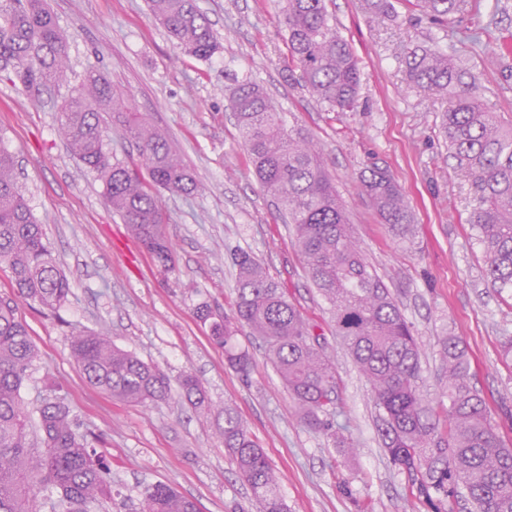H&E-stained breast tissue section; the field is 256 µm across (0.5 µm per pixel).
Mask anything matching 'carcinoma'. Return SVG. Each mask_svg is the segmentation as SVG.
Masks as SVG:
<instances>
[{
	"mask_svg": "<svg viewBox=\"0 0 512 512\" xmlns=\"http://www.w3.org/2000/svg\"><path fill=\"white\" fill-rule=\"evenodd\" d=\"M277 2L288 28V71H300L303 87L328 111H357L359 60L336 31L326 0ZM147 3L155 22L186 53L207 60L216 52L217 33L196 0ZM413 6L434 22L446 23L465 11L480 23L473 0H414ZM67 51L48 0H0L1 80L27 92L65 83ZM406 80L409 88L448 103L438 128L455 169L468 181L469 224L477 231L492 284L512 288V116L483 100L478 77L444 51L409 52ZM230 106L261 187L281 205L284 222L294 225L295 244L310 281L330 305L336 337L372 388L391 462L435 512H448V498L460 484L472 512H512V448L501 442L471 382L461 340L446 336L441 343L448 397L442 431L419 390L421 353L412 327L359 247L322 154L253 80L234 83ZM108 118L135 144L136 162L116 160L106 150ZM57 123L68 151L101 180L112 212L161 267L173 268L160 194L188 195L197 183L166 134L134 111L92 65L57 106ZM362 182L381 223L397 240L411 242L413 216L391 175L373 168ZM0 262L9 265L14 282V296L0 297V512H36L41 506L49 512H93L112 498V476L82 423L60 401L44 400L31 411L21 401L37 351L18 301L55 311L71 288L19 186L15 157L1 143ZM232 263V315L215 320L202 303L196 317L210 324L229 366L244 376L252 357L239 346L237 332L247 327L302 418L337 438L326 420L339 400L336 367L322 337L258 259L238 251ZM71 356L86 381L114 400L145 405L171 392L168 376L102 334L74 333ZM179 386L181 397L198 412L208 410L195 375L181 376ZM222 438L259 512H287L263 449L230 407L224 408ZM38 484L51 489L41 504L32 492ZM135 510L198 512L193 500L162 483L147 486Z\"/></svg>",
	"mask_w": 512,
	"mask_h": 512,
	"instance_id": "1",
	"label": "carcinoma"
}]
</instances>
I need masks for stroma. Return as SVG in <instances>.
Masks as SVG:
<instances>
[{
	"label": "stroma",
	"instance_id": "obj_1",
	"mask_svg": "<svg viewBox=\"0 0 512 512\" xmlns=\"http://www.w3.org/2000/svg\"><path fill=\"white\" fill-rule=\"evenodd\" d=\"M391 16L364 0H327L340 35L360 62L358 111H326L286 71L288 31L275 0H197L220 37L210 60L183 53L155 23L145 0H49L68 41V76L94 65L126 101L166 132L195 177L191 196L162 193L175 268L161 269L103 198V185L68 153L56 105L68 89L33 94L0 80V138L18 162V180L42 224L71 294L57 314L20 302L38 351L22 389L25 406L63 399L112 469L115 494L100 512H132L145 487L167 483L201 512H256L220 437L233 408L264 449L288 512H432L415 485L389 460L380 411L366 378L331 334L329 305L308 280L302 256L276 203L258 183L229 107L233 78H251L321 149L336 191L368 262L410 323L421 348L420 390L437 419L448 399L439 340L462 339L472 381L500 440L512 448V288H493L469 219L468 184L448 157L436 125L446 109L408 88L405 52L456 53L478 78L481 97L512 114V0H484L483 28L468 16L442 27L392 0ZM386 170L405 195L415 224L413 246L381 224L361 177ZM239 250L256 256L291 300L325 334L340 384L333 422L339 447L306 425L248 328L238 343L253 364L249 377L229 368L196 315L231 312ZM101 333L170 379L194 374L211 410L200 415L179 396L128 405L90 386L70 355L72 334Z\"/></svg>",
	"mask_w": 512,
	"mask_h": 512
}]
</instances>
